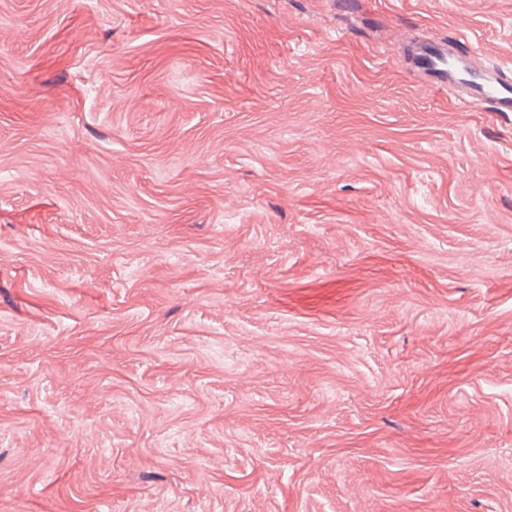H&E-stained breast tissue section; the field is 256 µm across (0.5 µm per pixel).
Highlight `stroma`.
<instances>
[{
	"label": "stroma",
	"mask_w": 512,
	"mask_h": 512,
	"mask_svg": "<svg viewBox=\"0 0 512 512\" xmlns=\"http://www.w3.org/2000/svg\"><path fill=\"white\" fill-rule=\"evenodd\" d=\"M512 0H0V512H512V113L391 49Z\"/></svg>",
	"instance_id": "35a3bbf8"
}]
</instances>
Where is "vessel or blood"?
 Returning <instances> with one entry per match:
<instances>
[{
    "label": "vessel or blood",
    "mask_w": 512,
    "mask_h": 512,
    "mask_svg": "<svg viewBox=\"0 0 512 512\" xmlns=\"http://www.w3.org/2000/svg\"><path fill=\"white\" fill-rule=\"evenodd\" d=\"M457 39L469 44L468 52L437 37L414 41L415 56L425 61L422 78L437 91L451 94L463 109L512 112V72L485 62L478 47L472 46L470 33H459Z\"/></svg>",
    "instance_id": "obj_1"
}]
</instances>
